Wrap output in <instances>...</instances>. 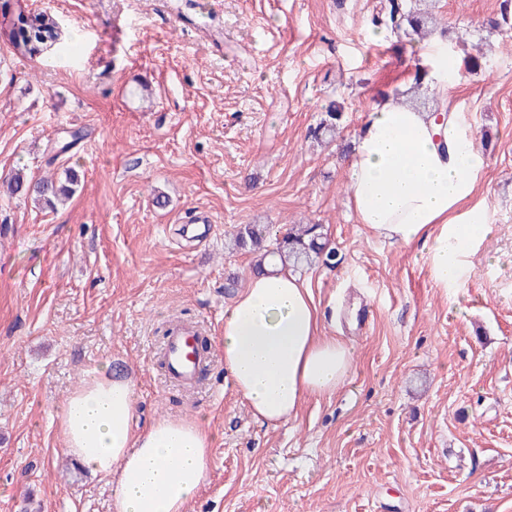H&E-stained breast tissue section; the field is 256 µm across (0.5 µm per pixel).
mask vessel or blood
<instances>
[{
	"instance_id": "vessel-or-blood-1",
	"label": "vessel or blood",
	"mask_w": 512,
	"mask_h": 512,
	"mask_svg": "<svg viewBox=\"0 0 512 512\" xmlns=\"http://www.w3.org/2000/svg\"><path fill=\"white\" fill-rule=\"evenodd\" d=\"M196 333V328L180 326L173 329L164 342V372L171 383L184 389L194 387L199 374L212 362L210 354L196 343Z\"/></svg>"
}]
</instances>
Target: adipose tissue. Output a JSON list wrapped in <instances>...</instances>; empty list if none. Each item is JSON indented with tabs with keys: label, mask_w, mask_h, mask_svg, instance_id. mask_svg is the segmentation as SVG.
Here are the masks:
<instances>
[{
	"label": "adipose tissue",
	"mask_w": 512,
	"mask_h": 512,
	"mask_svg": "<svg viewBox=\"0 0 512 512\" xmlns=\"http://www.w3.org/2000/svg\"><path fill=\"white\" fill-rule=\"evenodd\" d=\"M487 168L462 116L383 97L355 135L346 199L358 223L400 245L422 242L436 287L456 288L491 226L477 189ZM224 368L254 418H297L306 397L334 394L354 350L326 335L310 289L287 270L251 273L224 310ZM134 387L108 366L87 372L59 422L68 453L107 478L115 512H187L208 477L216 436L206 417H159L133 432Z\"/></svg>",
	"instance_id": "ef3b65f1"
}]
</instances>
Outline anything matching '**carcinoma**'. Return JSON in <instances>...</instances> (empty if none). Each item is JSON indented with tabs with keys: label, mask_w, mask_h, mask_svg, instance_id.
<instances>
[{
	"label": "carcinoma",
	"mask_w": 512,
	"mask_h": 512,
	"mask_svg": "<svg viewBox=\"0 0 512 512\" xmlns=\"http://www.w3.org/2000/svg\"><path fill=\"white\" fill-rule=\"evenodd\" d=\"M388 4L387 14L381 18H373V25H384L398 35L413 33L423 39L432 35V30L427 27L428 14L414 10L410 0H388ZM8 36L22 54L35 56L55 45L58 33L51 17L27 14L21 10L13 20ZM342 112L341 106L334 103L329 105L325 117L314 130V136L318 139L324 136L335 137ZM77 185L78 179L70 170L66 172L63 181L49 177L33 181L18 170L6 184V191L10 195H27L36 202L53 207L74 195ZM270 236V228L249 224L238 230L234 245L240 251L257 254L261 262L266 259H279L294 269L309 267L322 258L328 262L334 255L324 241L321 224H292L272 244L268 243Z\"/></svg>",
	"instance_id": "cac0c4a2"
}]
</instances>
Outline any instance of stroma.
<instances>
[{
  "label": "stroma",
  "mask_w": 512,
  "mask_h": 512,
  "mask_svg": "<svg viewBox=\"0 0 512 512\" xmlns=\"http://www.w3.org/2000/svg\"><path fill=\"white\" fill-rule=\"evenodd\" d=\"M384 0H21L53 16L68 58L23 56L0 17V181L75 171L51 210L0 194V512H113L106 479L64 447L58 414L101 365L135 386L134 430L207 416L217 440L189 512H512V37L503 0H434L437 29L484 56L455 66L451 106L488 159L494 229L456 295L421 243L375 237L346 205L351 141L411 82L419 43L374 39ZM335 139L312 132L330 103ZM212 223L186 238V214ZM323 226L303 269L355 367L296 420L256 422L218 340L252 255L247 224ZM198 328L213 362L166 381L163 332Z\"/></svg>",
  "instance_id": "obj_1"
}]
</instances>
